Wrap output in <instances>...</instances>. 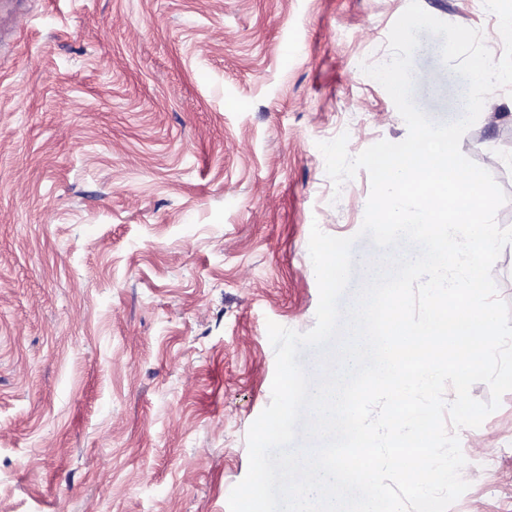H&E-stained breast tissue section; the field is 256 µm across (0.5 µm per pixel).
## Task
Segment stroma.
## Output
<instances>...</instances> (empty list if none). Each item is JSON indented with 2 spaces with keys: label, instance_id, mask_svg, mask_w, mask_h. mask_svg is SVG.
<instances>
[{
  "label": "stroma",
  "instance_id": "stroma-1",
  "mask_svg": "<svg viewBox=\"0 0 512 512\" xmlns=\"http://www.w3.org/2000/svg\"><path fill=\"white\" fill-rule=\"evenodd\" d=\"M409 0H0V512H229L271 401L267 324L305 332L312 225L355 237L357 155L407 126L363 65L391 56ZM487 35L485 0H420ZM414 100L461 115L464 82L421 33ZM461 150L508 197L512 95ZM448 512H512V391L458 432Z\"/></svg>",
  "mask_w": 512,
  "mask_h": 512
}]
</instances>
